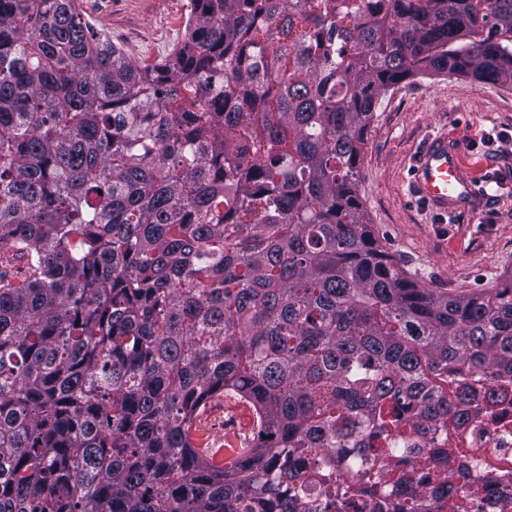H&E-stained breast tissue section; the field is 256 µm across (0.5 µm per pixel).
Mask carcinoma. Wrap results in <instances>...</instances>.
Returning <instances> with one entry per match:
<instances>
[{
    "instance_id": "carcinoma-1",
    "label": "carcinoma",
    "mask_w": 512,
    "mask_h": 512,
    "mask_svg": "<svg viewBox=\"0 0 512 512\" xmlns=\"http://www.w3.org/2000/svg\"><path fill=\"white\" fill-rule=\"evenodd\" d=\"M421 74L512 87V0H189L144 68L0 0V512L499 506L512 458L465 444L512 408V280L418 284L357 192ZM217 393L255 415L222 465ZM214 409L222 412H213ZM251 409L229 395L215 396L210 400L208 412L197 420L194 432L200 451L218 460L230 459L228 448H243L253 437ZM243 429L244 433L240 429Z\"/></svg>"
}]
</instances>
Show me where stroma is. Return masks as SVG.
<instances>
[{"label":"stroma","mask_w":512,"mask_h":512,"mask_svg":"<svg viewBox=\"0 0 512 512\" xmlns=\"http://www.w3.org/2000/svg\"><path fill=\"white\" fill-rule=\"evenodd\" d=\"M80 9L139 66L171 56L183 41L188 0H79ZM512 133V88L465 76H419L381 97L366 132L359 192L376 237L422 285L472 293L512 277V144L485 143ZM458 146L491 198L441 215L411 194L413 161L428 138ZM200 448H239L253 437L251 409L229 395L213 397L196 422Z\"/></svg>","instance_id":"35a3bbf8"}]
</instances>
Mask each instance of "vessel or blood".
Listing matches in <instances>:
<instances>
[{
    "instance_id": "vessel-or-blood-1",
    "label": "vessel or blood",
    "mask_w": 512,
    "mask_h": 512,
    "mask_svg": "<svg viewBox=\"0 0 512 512\" xmlns=\"http://www.w3.org/2000/svg\"><path fill=\"white\" fill-rule=\"evenodd\" d=\"M411 188L441 213L455 212L476 197L475 186L462 165L460 149L441 135L430 138L417 154Z\"/></svg>"
}]
</instances>
